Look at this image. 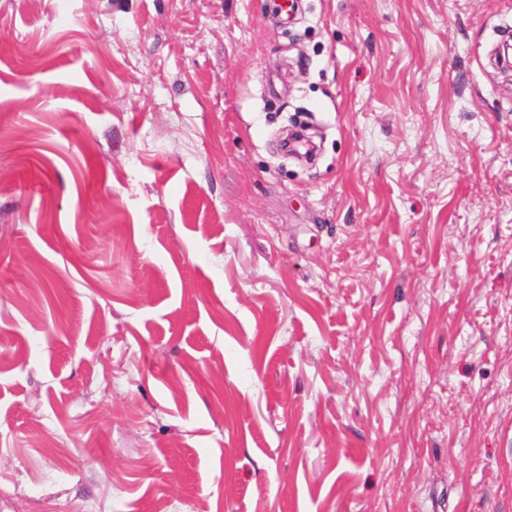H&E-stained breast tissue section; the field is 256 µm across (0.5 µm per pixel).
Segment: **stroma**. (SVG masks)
Segmentation results:
<instances>
[{"instance_id": "35a3bbf8", "label": "stroma", "mask_w": 512, "mask_h": 512, "mask_svg": "<svg viewBox=\"0 0 512 512\" xmlns=\"http://www.w3.org/2000/svg\"><path fill=\"white\" fill-rule=\"evenodd\" d=\"M502 29L0 0V512H512Z\"/></svg>"}]
</instances>
